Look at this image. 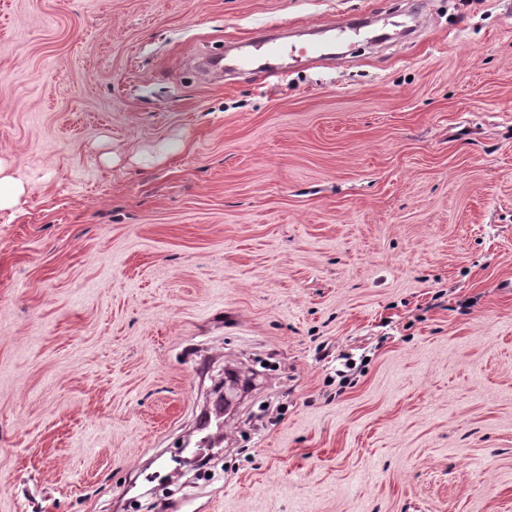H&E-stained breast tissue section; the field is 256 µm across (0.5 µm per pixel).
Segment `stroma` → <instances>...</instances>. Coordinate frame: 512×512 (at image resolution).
<instances>
[{"label": "stroma", "mask_w": 512, "mask_h": 512, "mask_svg": "<svg viewBox=\"0 0 512 512\" xmlns=\"http://www.w3.org/2000/svg\"><path fill=\"white\" fill-rule=\"evenodd\" d=\"M0 159V512H512V0H0ZM369 20V21H368ZM371 17L363 19L362 22H353L348 19H328L319 27L320 32L328 34L331 41H351L363 35V29L370 23ZM253 36L232 46L235 53L225 55V70L249 76L261 74L266 79L280 78L286 71L280 67L270 66L266 57L289 55H307L308 47L299 42L288 41L282 34L281 25H264L254 28ZM24 192L23 184L7 174V166L0 161V209L16 206Z\"/></svg>", "instance_id": "35a3bbf8"}]
</instances>
